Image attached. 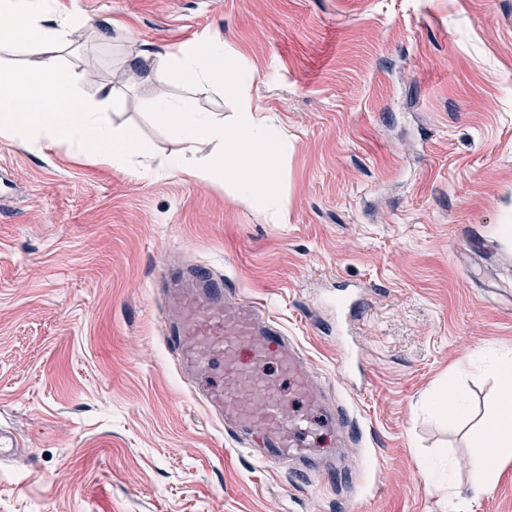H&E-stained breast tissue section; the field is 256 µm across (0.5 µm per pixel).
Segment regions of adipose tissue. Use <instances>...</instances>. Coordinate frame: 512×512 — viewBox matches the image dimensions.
<instances>
[{
	"label": "adipose tissue",
	"mask_w": 512,
	"mask_h": 512,
	"mask_svg": "<svg viewBox=\"0 0 512 512\" xmlns=\"http://www.w3.org/2000/svg\"><path fill=\"white\" fill-rule=\"evenodd\" d=\"M53 11V0H0V42L21 46L38 58L37 66L28 71L0 65V134L65 142L76 153L104 159L116 168L147 156L150 148L138 132L106 122L105 99H86L81 74L61 63L60 47L72 43L85 22L63 16L55 27H44L43 18ZM163 69L184 87H220L237 105L227 124L214 113L189 109L180 97L155 100L153 117L183 145L170 159V167L202 181H224L235 198L284 223L288 197L276 166L287 155L288 142L271 117L254 104L249 80L223 43L180 48ZM486 370L498 385V395L471 449L472 491L477 495L494 487L502 462L512 458V357L493 359Z\"/></svg>",
	"instance_id": "1"
}]
</instances>
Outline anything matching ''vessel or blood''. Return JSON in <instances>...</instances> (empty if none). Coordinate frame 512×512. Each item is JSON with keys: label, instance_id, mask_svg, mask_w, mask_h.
<instances>
[{"label": "vessel or blood", "instance_id": "vessel-or-blood-1", "mask_svg": "<svg viewBox=\"0 0 512 512\" xmlns=\"http://www.w3.org/2000/svg\"><path fill=\"white\" fill-rule=\"evenodd\" d=\"M164 286L172 310L164 340L176 352L183 378L206 413L245 438L258 461L308 467L318 450L306 438L318 424L343 435V418L325 408L323 392L284 328L257 306L229 300V280L193 266L166 275ZM270 364L287 374L308 413L285 414V395L264 375Z\"/></svg>", "mask_w": 512, "mask_h": 512}]
</instances>
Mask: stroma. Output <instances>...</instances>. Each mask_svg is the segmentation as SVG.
Returning <instances> with one entry per match:
<instances>
[{"label":"stroma","instance_id":"stroma-1","mask_svg":"<svg viewBox=\"0 0 512 512\" xmlns=\"http://www.w3.org/2000/svg\"><path fill=\"white\" fill-rule=\"evenodd\" d=\"M89 19L61 53L142 179L0 136V512H512V459L471 496L470 450L512 352V0H57ZM226 45L288 138V221L168 169L166 74L135 57ZM207 264L274 316L346 408L344 478L250 457L163 341L167 271ZM367 384L348 379L336 304ZM467 413L437 409L449 386Z\"/></svg>","mask_w":512,"mask_h":512}]
</instances>
